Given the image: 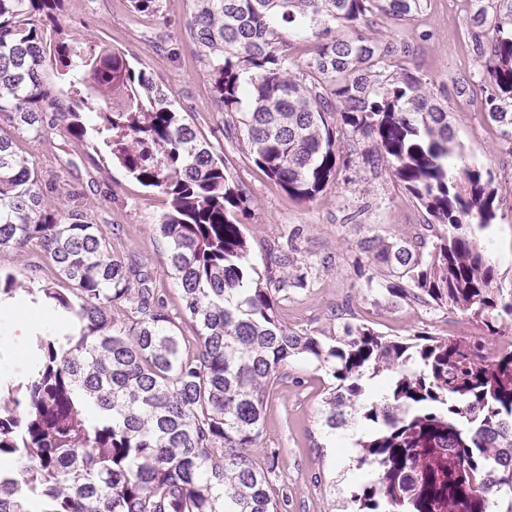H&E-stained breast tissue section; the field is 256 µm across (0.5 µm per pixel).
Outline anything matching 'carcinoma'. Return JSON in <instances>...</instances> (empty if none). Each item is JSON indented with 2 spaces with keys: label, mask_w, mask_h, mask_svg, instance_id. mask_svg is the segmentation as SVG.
I'll return each instance as SVG.
<instances>
[{
  "label": "carcinoma",
  "mask_w": 512,
  "mask_h": 512,
  "mask_svg": "<svg viewBox=\"0 0 512 512\" xmlns=\"http://www.w3.org/2000/svg\"><path fill=\"white\" fill-rule=\"evenodd\" d=\"M161 14L162 0H129ZM427 0H189L186 31L207 69L227 134L243 130L254 161L288 194L311 201L335 175L336 132L371 140L363 155L417 200L437 228L374 236L361 250L378 285L409 303L452 307L495 328L512 315V279L498 276L482 234L503 199L492 174L457 168L448 106L405 66L408 46L378 19L407 20ZM64 0H0V249L39 247L68 288H40L73 327L35 332L25 382L0 373V512H284L277 457L257 462L282 370L302 358L331 378L319 407L328 435L357 422L352 512H499L512 496V349L478 356L455 338H390L364 323L342 336L285 325L268 272L249 262L242 189L224 160L172 108L169 92L91 38H52ZM474 50L493 93L486 116L512 137V0H474ZM313 45L305 67L292 40ZM51 65L70 103L56 110ZM66 122L92 129L137 181L169 201L157 229L178 286L184 336L142 266L74 207L42 208L44 175L15 134L43 142ZM33 289L6 275L0 298Z\"/></svg>",
  "instance_id": "carcinoma-1"
}]
</instances>
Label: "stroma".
I'll return each mask as SVG.
<instances>
[{
	"label": "stroma",
	"mask_w": 512,
	"mask_h": 512,
	"mask_svg": "<svg viewBox=\"0 0 512 512\" xmlns=\"http://www.w3.org/2000/svg\"><path fill=\"white\" fill-rule=\"evenodd\" d=\"M187 0H162L154 19L132 15L129 0H65L59 17L62 35H88L124 53L130 66L145 70L170 90L176 111L224 158L227 175L246 195L244 233L250 261L257 270L267 264V250L278 246L290 258V274L305 275L306 284L289 289L279 302L284 323L295 329L341 333L345 323L364 322L385 336L409 337L486 335V327L458 310L408 303L379 291L371 282L372 265L359 244L372 236L413 234L428 216L396 181L387 166L372 170L361 161L338 165L335 176L313 200L302 201L265 175L242 139L228 140L221 112L205 67L188 36ZM469 0H428L412 20H380L385 39L410 46L409 69L434 94L445 95L453 129L463 146V164L491 170L504 201L512 200V143L485 119L488 88L473 50ZM466 79L457 93L456 78ZM66 146L73 161L56 186L44 190L42 204L55 210L69 195L123 256L135 257L150 272L153 286L179 316L177 286L164 272L168 244L157 230L166 211L165 197L143 186L97 150L98 137L88 132L84 142L70 141L64 129L51 135ZM0 272L34 287L63 288L64 282L45 254L35 246L0 250ZM47 308L27 305L0 319V335L13 339V353L0 361V371L19 377L25 369L27 345L15 341V328L26 320L35 328L51 327ZM268 404L260 453L277 451L278 475L288 486V512H343L354 487L351 452L335 448L318 421V407L327 377L313 365L295 359Z\"/></svg>",
	"instance_id": "stroma-1"
}]
</instances>
